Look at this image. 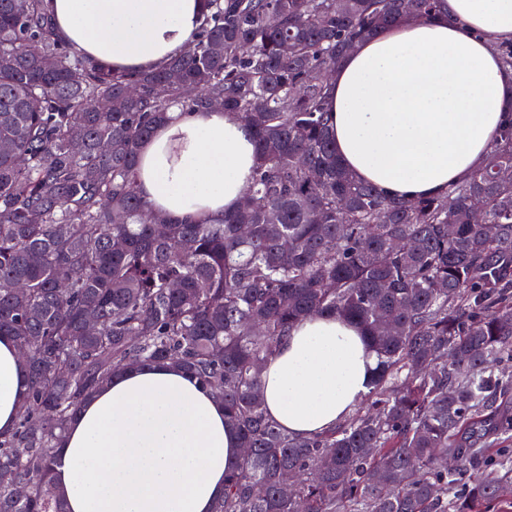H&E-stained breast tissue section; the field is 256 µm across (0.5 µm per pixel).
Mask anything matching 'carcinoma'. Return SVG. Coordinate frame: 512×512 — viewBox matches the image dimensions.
<instances>
[{"label":"carcinoma","instance_id":"1","mask_svg":"<svg viewBox=\"0 0 512 512\" xmlns=\"http://www.w3.org/2000/svg\"><path fill=\"white\" fill-rule=\"evenodd\" d=\"M440 8L207 0L192 50L132 75L63 43L52 0H0V335L28 381L0 435V512H66L51 474L69 422L119 370L164 362L224 401L250 449L214 512H512V123L473 176L402 200L340 164L324 112L350 47ZM172 105L253 130L255 175L219 224H173L137 191ZM318 314L361 325L379 366L366 407L298 438L262 376Z\"/></svg>","mask_w":512,"mask_h":512}]
</instances>
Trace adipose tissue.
<instances>
[{
	"label": "adipose tissue",
	"instance_id": "1",
	"mask_svg": "<svg viewBox=\"0 0 512 512\" xmlns=\"http://www.w3.org/2000/svg\"><path fill=\"white\" fill-rule=\"evenodd\" d=\"M56 34L121 72L162 66L192 41L204 0H53ZM512 0H443L438 18L365 38L330 77L326 111L336 156L390 197L447 191L483 166L512 116ZM257 165L252 130L221 110H168L139 151L137 188L173 223H217ZM378 358L340 316L292 329L268 361L269 416L288 434L326 431L368 393ZM26 393L15 343L0 337V433ZM224 406L183 369L115 373L73 418L53 482L68 512H211L240 455Z\"/></svg>",
	"mask_w": 512,
	"mask_h": 512
}]
</instances>
